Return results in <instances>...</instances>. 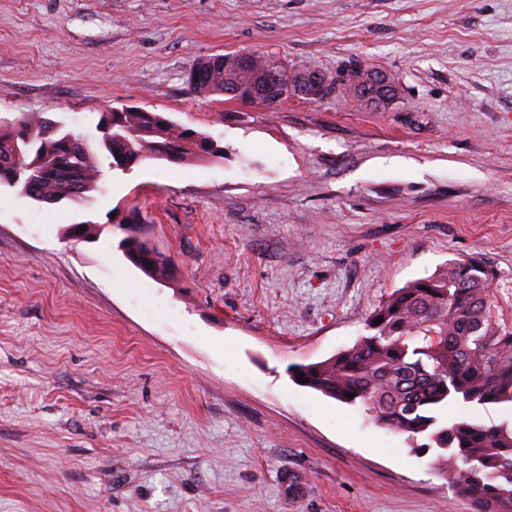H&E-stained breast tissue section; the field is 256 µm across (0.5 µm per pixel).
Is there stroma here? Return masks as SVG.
<instances>
[{
	"label": "stroma",
	"instance_id": "35a3bbf8",
	"mask_svg": "<svg viewBox=\"0 0 512 512\" xmlns=\"http://www.w3.org/2000/svg\"><path fill=\"white\" fill-rule=\"evenodd\" d=\"M249 51L359 62L401 95L189 89ZM128 107L224 156L149 160L83 200L0 191V512H472L406 435L288 369L471 255L512 328V0H0L1 117L94 139ZM83 221L92 238H65ZM129 221L170 277L124 257Z\"/></svg>",
	"mask_w": 512,
	"mask_h": 512
}]
</instances>
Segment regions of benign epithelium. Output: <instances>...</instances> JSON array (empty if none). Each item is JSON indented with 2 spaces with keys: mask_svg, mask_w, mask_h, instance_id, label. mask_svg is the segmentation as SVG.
Wrapping results in <instances>:
<instances>
[{
  "mask_svg": "<svg viewBox=\"0 0 512 512\" xmlns=\"http://www.w3.org/2000/svg\"><path fill=\"white\" fill-rule=\"evenodd\" d=\"M350 84L348 74L330 76L317 68H311L297 75L292 82L280 68H268L263 75L261 94L268 100L276 102L294 92L310 102L324 101L337 93L341 87ZM358 95L372 103H390L399 98L400 87L387 73L369 70L368 78L355 86Z\"/></svg>",
  "mask_w": 512,
  "mask_h": 512,
  "instance_id": "1",
  "label": "benign epithelium"
}]
</instances>
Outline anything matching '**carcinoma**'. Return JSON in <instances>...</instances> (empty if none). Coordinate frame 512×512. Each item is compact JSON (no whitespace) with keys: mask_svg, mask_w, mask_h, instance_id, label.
Segmentation results:
<instances>
[{"mask_svg":"<svg viewBox=\"0 0 512 512\" xmlns=\"http://www.w3.org/2000/svg\"><path fill=\"white\" fill-rule=\"evenodd\" d=\"M230 54L208 58L193 92L231 96L272 106L254 90L258 75L273 61L259 53L247 69L225 64ZM115 127L100 116L95 142L68 147L65 124L46 127L41 113L0 124V187L37 202L66 198L70 171L82 175L75 198L99 189L108 172L126 173L147 159L183 164L191 158L224 157L211 136L184 128L160 112H115ZM138 269L165 278L170 260L148 248L133 232L119 242ZM495 271L475 256L449 261L432 276L389 294L370 315L368 334L353 346L314 363L288 368L294 379L348 405H358L374 422L413 442L427 437L436 452L438 476L472 504V512H512V421L485 425L447 419L451 403L512 405V329L493 317L490 288ZM383 322L374 325V321ZM354 397L349 398L347 394Z\"/></svg>","mask_w":512,"mask_h":512,"instance_id":"1","label":"carcinoma"}]
</instances>
